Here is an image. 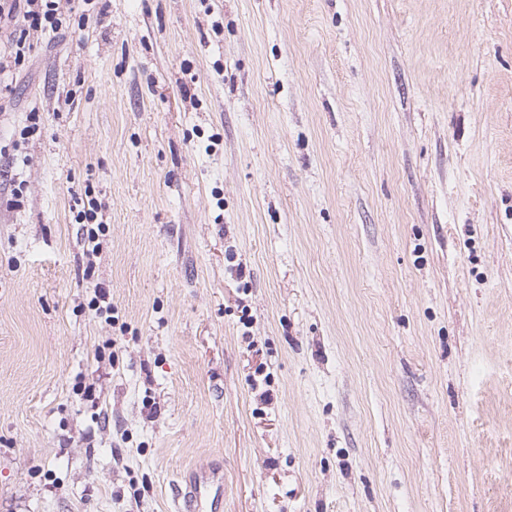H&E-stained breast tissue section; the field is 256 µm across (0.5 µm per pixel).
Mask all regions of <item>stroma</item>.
Masks as SVG:
<instances>
[{
	"label": "stroma",
	"mask_w": 512,
	"mask_h": 512,
	"mask_svg": "<svg viewBox=\"0 0 512 512\" xmlns=\"http://www.w3.org/2000/svg\"><path fill=\"white\" fill-rule=\"evenodd\" d=\"M61 6L0 89V512H512V0ZM42 117L39 112H28L25 125L18 131L17 138L11 141L13 151H18L22 145L28 143L41 130ZM88 211H84L83 214L79 213L77 216L78 220L86 221V236L89 246H91V252H96L99 243V234L104 231L103 221L95 222L97 220V214L102 209V204L97 200L92 199L89 201ZM84 223V222H83ZM204 473L187 485L184 493L185 512H200L203 499H210L211 510H217L224 498V479Z\"/></svg>",
	"instance_id": "obj_1"
}]
</instances>
